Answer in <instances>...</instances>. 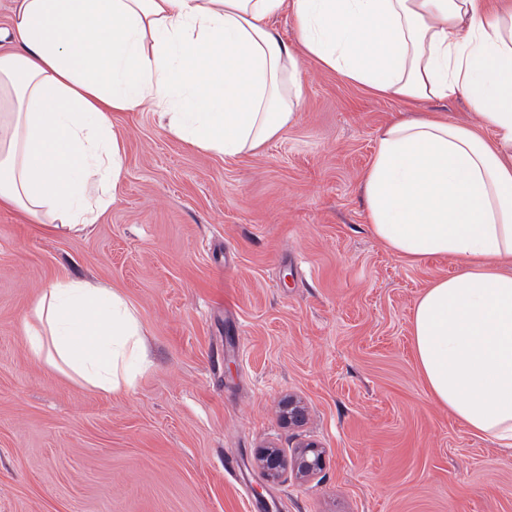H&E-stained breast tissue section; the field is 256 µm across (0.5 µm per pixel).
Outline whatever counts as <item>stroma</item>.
I'll list each match as a JSON object with an SVG mask.
<instances>
[{"instance_id": "stroma-1", "label": "stroma", "mask_w": 512, "mask_h": 512, "mask_svg": "<svg viewBox=\"0 0 512 512\" xmlns=\"http://www.w3.org/2000/svg\"><path fill=\"white\" fill-rule=\"evenodd\" d=\"M301 67L294 123L241 155L114 115L123 174L84 234L0 210V512H512V450L440 405L414 355V306L459 261L407 262L365 221L362 175L403 106ZM64 277L135 308L151 365L130 390L32 360L21 319ZM307 441L313 480H265L261 450Z\"/></svg>"}]
</instances>
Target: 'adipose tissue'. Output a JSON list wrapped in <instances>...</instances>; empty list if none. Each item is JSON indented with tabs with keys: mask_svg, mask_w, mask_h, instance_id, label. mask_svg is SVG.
I'll return each instance as SVG.
<instances>
[{
	"mask_svg": "<svg viewBox=\"0 0 512 512\" xmlns=\"http://www.w3.org/2000/svg\"><path fill=\"white\" fill-rule=\"evenodd\" d=\"M291 13L297 47L271 22ZM0 52V207L83 231L123 171L113 113L149 110L180 140L234 156L297 115L308 56L414 106L465 100L477 124L401 115L363 183L374 237L410 262L460 271L418 299L412 336L432 397L473 433L512 447V9L479 0H13ZM491 139H484V132ZM21 331L34 358L114 393L148 352L136 310L68 277Z\"/></svg>",
	"mask_w": 512,
	"mask_h": 512,
	"instance_id": "ef3b65f1",
	"label": "adipose tissue"
}]
</instances>
